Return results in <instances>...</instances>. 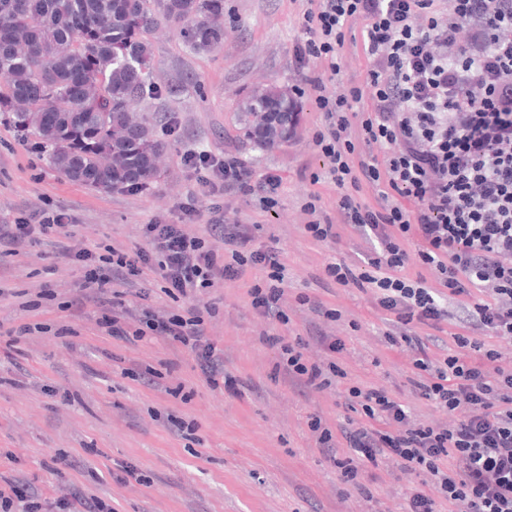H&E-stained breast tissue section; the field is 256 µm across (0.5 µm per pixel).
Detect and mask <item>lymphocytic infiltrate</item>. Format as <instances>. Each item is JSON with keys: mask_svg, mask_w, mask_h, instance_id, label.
I'll return each instance as SVG.
<instances>
[{"mask_svg": "<svg viewBox=\"0 0 512 512\" xmlns=\"http://www.w3.org/2000/svg\"><path fill=\"white\" fill-rule=\"evenodd\" d=\"M294 47L301 78L288 94L321 112L313 142L321 173L339 197L324 214L319 195L302 204L304 232L318 242L348 234L369 250L359 263H328L337 285L369 287L389 342H403L411 384L440 417L412 420L381 387H347L354 419L332 430L320 417L308 428L343 482L359 485L365 465L396 464L428 476L404 512H512V0H308ZM352 43L364 80L341 82V51ZM195 189L178 222L143 225V245L72 246L62 209L20 213L0 224V257L41 238L82 273L64 309L97 310L102 335L161 339L188 352L203 381L233 391L224 352L207 334L217 308L204 295L216 281L247 280L254 312L289 325L288 272L277 247L257 242L256 227L229 220L218 198L240 193L267 211L277 203L276 170L255 176L231 151L188 147L180 157ZM371 191L372 202L360 201ZM209 201L204 235L184 226ZM419 274L409 275V265ZM156 282L184 308L150 305ZM324 356L302 340L267 337L290 382L323 391L347 376L341 338L318 331ZM0 512H112L111 504L72 487L47 499L27 483L0 486Z\"/></svg>", "mask_w": 512, "mask_h": 512, "instance_id": "f902f5d3", "label": "lymphocytic infiltrate"}]
</instances>
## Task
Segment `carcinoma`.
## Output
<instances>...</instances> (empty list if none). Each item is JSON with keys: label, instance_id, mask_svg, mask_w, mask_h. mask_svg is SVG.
I'll return each instance as SVG.
<instances>
[{"label": "carcinoma", "instance_id": "cac0c4a2", "mask_svg": "<svg viewBox=\"0 0 512 512\" xmlns=\"http://www.w3.org/2000/svg\"><path fill=\"white\" fill-rule=\"evenodd\" d=\"M158 14L195 52L224 40V0H0V25L11 29L0 42V112L51 148L67 178L112 191L157 173L163 146L132 103L157 92L145 36ZM79 73L83 92L73 97L67 85ZM38 83L44 97L24 95ZM298 111L286 91L254 90L243 112L258 122L247 135L263 148L286 142L288 114Z\"/></svg>", "mask_w": 512, "mask_h": 512}]
</instances>
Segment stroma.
I'll return each mask as SVG.
<instances>
[{
    "label": "stroma",
    "mask_w": 512,
    "mask_h": 512,
    "mask_svg": "<svg viewBox=\"0 0 512 512\" xmlns=\"http://www.w3.org/2000/svg\"><path fill=\"white\" fill-rule=\"evenodd\" d=\"M306 8V0H224V41L203 53L186 48L167 24L148 34L160 93L135 110L154 124L164 149L155 178L140 190L103 191L70 181L35 137L0 114V224L23 211L61 207L76 217L74 244L127 248L141 242V225L159 216L177 221L178 205L193 189L180 166L187 144L236 152L258 175L276 169L282 184L273 210L228 194L227 217L258 225L260 242L276 240L290 296L306 294L345 311L335 333L346 344L341 361L349 381L385 386L427 421L434 413L412 390L409 354L387 342L370 294L324 278L326 263L355 258L366 243L347 235L336 244L317 243L301 231L300 206L308 194L318 193L323 210L336 212L334 184L309 179L320 169L312 140L320 113L303 104L297 138L279 146L258 147L246 133L241 105L247 95L299 79L293 53ZM168 113L179 124L172 134L162 128ZM78 285V271L49 239L0 264V329L41 326L19 354L0 359V476L24 479L50 497L82 485L111 500L116 512H403L405 494L419 478L393 465L370 466L365 490L342 485L308 429L313 414L334 428L350 417L341 389L294 386L262 340L266 332L304 336L311 311L293 312L283 326L254 314L242 283L221 281L210 289L207 298L218 312L208 334L223 347L224 368L236 380L230 394L209 388L188 353L156 339L115 340L101 335L88 315L60 311L59 302ZM44 288L54 289L57 299L28 307ZM135 364L161 368L169 386L191 389L189 401L135 381L127 373ZM170 411L195 420V440L166 427ZM61 452L79 457L81 469L58 461ZM126 464L146 485L118 482Z\"/></svg>",
    "instance_id": "obj_1"
}]
</instances>
